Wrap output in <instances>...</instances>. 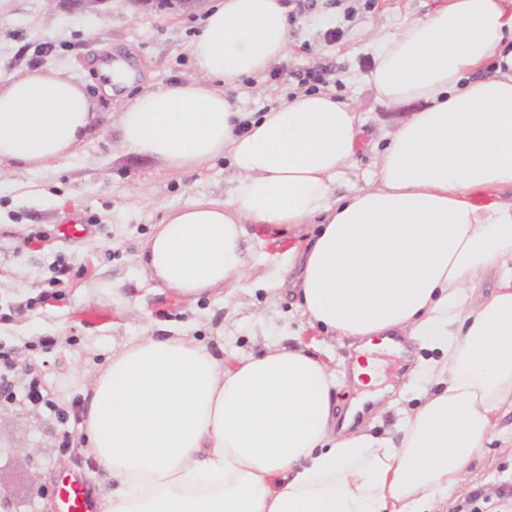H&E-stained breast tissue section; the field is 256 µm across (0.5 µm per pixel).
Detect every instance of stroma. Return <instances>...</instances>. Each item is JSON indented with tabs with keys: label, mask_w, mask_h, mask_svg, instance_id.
Wrapping results in <instances>:
<instances>
[{
	"label": "stroma",
	"mask_w": 512,
	"mask_h": 512,
	"mask_svg": "<svg viewBox=\"0 0 512 512\" xmlns=\"http://www.w3.org/2000/svg\"><path fill=\"white\" fill-rule=\"evenodd\" d=\"M214 0L182 7L178 0H0V79L24 69L72 77L89 95L97 120L74 156L35 172L0 167V348L14 352L17 388L37 376L44 394L60 405L85 403L98 368L128 340L156 332L157 320L193 336L215 353L260 354L274 338L295 334L304 319L287 289H276L288 270V231L252 225L258 241L236 303L221 297L189 302L143 293L139 310L118 313L97 303L89 283L111 277L131 290L140 279L137 256L155 224L185 200L223 197L233 173L223 163L205 173L174 174L155 160L124 154L119 145L120 105L101 92L90 67L103 50L124 55L137 85L188 80L196 72L189 47ZM440 0H315L291 13L287 56L262 76L245 78L231 97L260 112L291 96L296 70L323 64L324 85L337 101L360 112L364 148L337 187L349 194L377 168V152L409 106L378 101L364 83L372 61L369 27L394 32L405 20L432 13ZM338 29L335 40L328 30ZM418 341L377 353L381 378L369 394L388 407L372 430L392 431L398 409L418 405L408 373L427 360ZM61 429L43 405L0 401V502L10 512H58L64 477L80 474L88 493L110 480L87 453L58 446ZM443 512H512V450L486 443L471 460L460 487L449 490Z\"/></svg>",
	"instance_id": "1"
}]
</instances>
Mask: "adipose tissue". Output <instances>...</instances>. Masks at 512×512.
Segmentation results:
<instances>
[{"label": "adipose tissue", "mask_w": 512, "mask_h": 512, "mask_svg": "<svg viewBox=\"0 0 512 512\" xmlns=\"http://www.w3.org/2000/svg\"><path fill=\"white\" fill-rule=\"evenodd\" d=\"M286 0H217L190 45L193 79L136 93L125 153L173 172L227 161L223 199L192 197L139 256L156 289L232 299L249 225H315L288 268L307 324L353 343L409 331L438 351L436 390L397 431L336 432L342 380L303 342L222 359L188 336H144L94 376L83 429L112 478L99 512H436L512 412V0H444L373 31L375 97L417 104L346 196L357 114L297 91L260 113L226 90L288 52ZM95 118L72 78L29 70L0 86V164L69 158Z\"/></svg>", "instance_id": "adipose-tissue-1"}]
</instances>
